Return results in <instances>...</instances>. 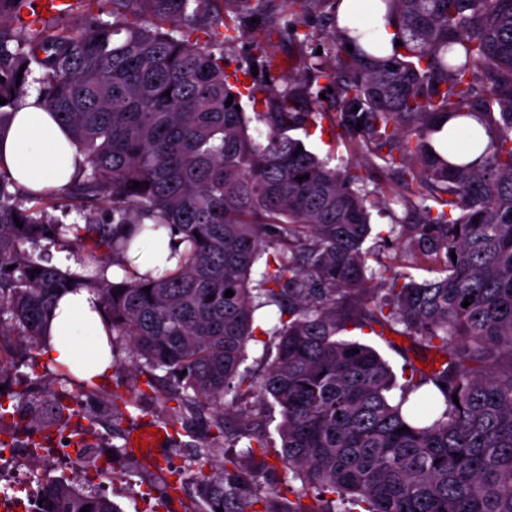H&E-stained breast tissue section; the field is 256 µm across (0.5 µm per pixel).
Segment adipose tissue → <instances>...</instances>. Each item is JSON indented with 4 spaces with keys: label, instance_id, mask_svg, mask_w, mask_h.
<instances>
[{
    "label": "adipose tissue",
    "instance_id": "1",
    "mask_svg": "<svg viewBox=\"0 0 512 512\" xmlns=\"http://www.w3.org/2000/svg\"><path fill=\"white\" fill-rule=\"evenodd\" d=\"M340 27L377 57L398 55L397 43L403 34L396 19L387 18L380 0H338ZM438 150L456 145L460 157L470 161L488 142L482 127L455 130L446 125L432 137ZM84 156L67 137L63 126L45 106L37 91H30L18 103L11 123L0 130V168L7 170L22 187L34 191L64 187L77 174ZM137 246L129 255L136 260L138 272L156 273L174 268L170 254L174 244L170 236L137 235ZM48 357L67 367L77 378L94 381L110 375L115 362L109 333L100 303L87 290L63 295L45 325Z\"/></svg>",
    "mask_w": 512,
    "mask_h": 512
}]
</instances>
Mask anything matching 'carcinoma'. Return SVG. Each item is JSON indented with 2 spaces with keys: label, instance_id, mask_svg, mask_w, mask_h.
<instances>
[{
  "label": "carcinoma",
  "instance_id": "obj_1",
  "mask_svg": "<svg viewBox=\"0 0 512 512\" xmlns=\"http://www.w3.org/2000/svg\"><path fill=\"white\" fill-rule=\"evenodd\" d=\"M108 2L106 19L87 0L66 4L59 12L77 3L81 13L61 28L34 11L21 34L13 22L33 0H0V128L37 71L44 104L85 158L62 191L30 192L0 169V447L25 419L27 445H73L80 463L98 426L132 418L133 402L114 389L110 419L87 415L71 429L79 399L100 389L42 365L55 300L86 288L112 340L142 361L140 394L168 383L158 423L170 440L205 417L190 463L172 471L179 488L195 487L201 512H258L261 499L237 487L238 458L204 471L228 439L245 456L272 447L260 424L224 411L226 397L246 392L279 409L281 462L302 490L287 512H512V0H382L404 34L401 56L350 51L333 22L327 52L302 60L305 82L282 89L249 67L227 71L224 46L251 35L265 72L270 29L307 43L300 26L321 0H224L237 10L227 26L212 0ZM221 26L220 46L191 41ZM322 78L339 100L334 114L312 96ZM244 96L252 118L236 109ZM467 118L490 141L479 161L453 164L432 136ZM325 120L374 168L397 172L408 213L391 232L435 277L366 275L371 214L353 189L362 177L291 135ZM253 121L265 136L250 133ZM67 207L85 224L51 214ZM146 224L184 244L177 267L157 277L128 267L129 230ZM53 247L90 272L51 264ZM110 264L121 280L105 278ZM259 306L280 316L263 331L276 354L255 375L240 366ZM351 329L411 342L402 384L374 347L340 338ZM18 363L29 372L14 390ZM39 487L35 512H120L79 475Z\"/></svg>",
  "mask_w": 512,
  "mask_h": 512
}]
</instances>
